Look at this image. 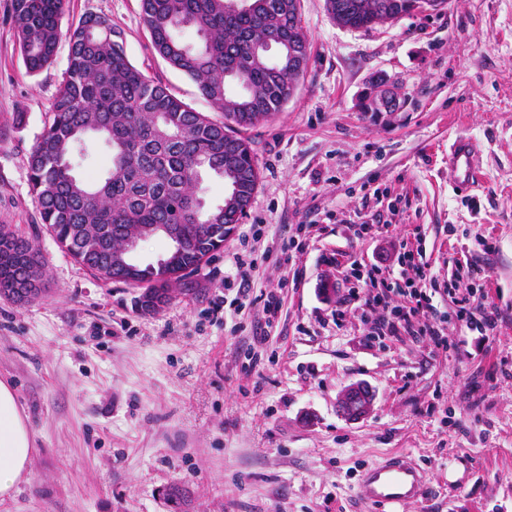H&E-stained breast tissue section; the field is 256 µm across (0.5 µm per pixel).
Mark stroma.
Wrapping results in <instances>:
<instances>
[{
    "label": "stroma",
    "mask_w": 512,
    "mask_h": 512,
    "mask_svg": "<svg viewBox=\"0 0 512 512\" xmlns=\"http://www.w3.org/2000/svg\"><path fill=\"white\" fill-rule=\"evenodd\" d=\"M0 0V224L44 259L41 297H0V379L16 390L34 435L27 481L0 512H367L366 465L411 453L432 493L398 512H512V0H449L446 9L373 29L336 25L325 0H300L307 69L283 107L249 130L259 181L223 248L174 285L160 311L140 287L98 278L41 224L28 156L50 119L68 64L28 72ZM88 12L112 21L133 66L195 111L221 112L151 45L141 0H63L61 31ZM402 106L365 112L373 83ZM483 145L478 196L448 184V140ZM376 218L362 240L350 223ZM265 234L251 297L224 305L228 260L251 225ZM294 239L292 259L279 244ZM416 245L437 287L455 261L485 279L501 312L494 335L444 326L447 354L410 337L367 347L362 311L331 313L341 265ZM282 307L265 326L260 293ZM267 335L259 352L254 339ZM366 384L365 416L345 418V388Z\"/></svg>",
    "instance_id": "stroma-1"
}]
</instances>
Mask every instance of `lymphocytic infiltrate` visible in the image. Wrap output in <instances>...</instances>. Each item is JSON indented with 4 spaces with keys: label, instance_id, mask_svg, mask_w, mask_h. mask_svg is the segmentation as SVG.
I'll return each mask as SVG.
<instances>
[{
    "label": "lymphocytic infiltrate",
    "instance_id": "obj_1",
    "mask_svg": "<svg viewBox=\"0 0 512 512\" xmlns=\"http://www.w3.org/2000/svg\"><path fill=\"white\" fill-rule=\"evenodd\" d=\"M431 279L428 265L420 263L410 249L399 253L393 267L352 260L342 272L341 285L348 300L361 302L370 313L364 342L371 346L385 336H410L427 344L431 352H444L448 349L444 325L452 316L469 332L493 335L500 312L486 293L460 295L455 286H448L444 293L452 309L447 312L435 303L434 291L426 287ZM393 292L403 296V304L390 306Z\"/></svg>",
    "mask_w": 512,
    "mask_h": 512
}]
</instances>
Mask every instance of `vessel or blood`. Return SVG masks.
I'll return each mask as SVG.
<instances>
[{
  "mask_svg": "<svg viewBox=\"0 0 512 512\" xmlns=\"http://www.w3.org/2000/svg\"><path fill=\"white\" fill-rule=\"evenodd\" d=\"M481 149L477 142L458 137L448 148V177L454 190L468 193L480 185ZM357 495L369 512L410 502H427L431 495L428 473L414 458L392 454L365 466Z\"/></svg>",
  "mask_w": 512,
  "mask_h": 512,
  "instance_id": "vessel-or-blood-1",
  "label": "vessel or blood"
}]
</instances>
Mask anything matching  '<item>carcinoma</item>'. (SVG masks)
I'll list each match as a JSON object with an SVG mask.
<instances>
[{
    "label": "carcinoma",
    "mask_w": 512,
    "mask_h": 512,
    "mask_svg": "<svg viewBox=\"0 0 512 512\" xmlns=\"http://www.w3.org/2000/svg\"><path fill=\"white\" fill-rule=\"evenodd\" d=\"M414 0H325L346 29H370L409 15ZM154 50L188 75L224 115L196 112L154 83L112 38L109 18L86 14L68 33L69 56L51 120L28 158L29 183L40 221L75 262L126 283L112 264L129 238L155 236L163 224L180 227L176 267L147 265L142 280L158 294L202 259L224 247V225L237 224L250 207L259 171L251 141L241 132L280 111L305 67L288 65L258 45L268 35L296 36L309 50L300 0H141ZM61 0H12L11 21L27 69L50 65L60 40ZM193 30L199 44L179 37ZM104 138L107 176L88 183L73 157L84 137ZM224 181V200L207 208L202 175ZM0 297L24 301L19 285L44 272L28 240L0 226Z\"/></svg>",
    "instance_id": "1"
}]
</instances>
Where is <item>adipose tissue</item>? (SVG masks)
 <instances>
[{
	"label": "adipose tissue",
	"instance_id": "1",
	"mask_svg": "<svg viewBox=\"0 0 512 512\" xmlns=\"http://www.w3.org/2000/svg\"><path fill=\"white\" fill-rule=\"evenodd\" d=\"M35 451L34 437L13 386L0 380V500L25 480Z\"/></svg>",
	"mask_w": 512,
	"mask_h": 512
}]
</instances>
